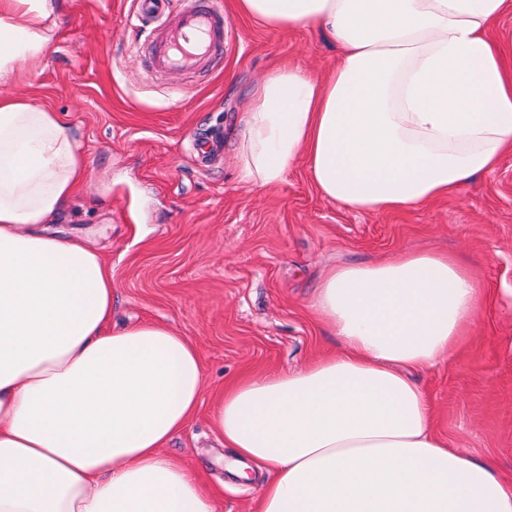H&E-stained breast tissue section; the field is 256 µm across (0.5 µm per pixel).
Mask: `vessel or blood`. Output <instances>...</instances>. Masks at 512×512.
<instances>
[{"mask_svg": "<svg viewBox=\"0 0 512 512\" xmlns=\"http://www.w3.org/2000/svg\"><path fill=\"white\" fill-rule=\"evenodd\" d=\"M143 18L156 21L151 31L150 63L169 72L203 69L224 42V20L211 0L171 12L170 0H139Z\"/></svg>", "mask_w": 512, "mask_h": 512, "instance_id": "1", "label": "vessel or blood"}]
</instances>
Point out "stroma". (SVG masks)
Masks as SVG:
<instances>
[{"label": "stroma", "instance_id": "obj_1", "mask_svg": "<svg viewBox=\"0 0 512 512\" xmlns=\"http://www.w3.org/2000/svg\"><path fill=\"white\" fill-rule=\"evenodd\" d=\"M221 2L222 60L182 74L150 65L151 25L138 22L136 0H58L54 51L6 88L65 114L87 155V186L58 228L111 265L114 321L168 325L200 354L201 406L164 455L201 474L215 512H256L266 475L228 473L214 395L244 373L291 372L339 350L309 307L322 268L431 249L468 262L483 302L465 346L412 377L449 447L491 459L512 482V154L448 196L388 215L321 196L301 159L276 188L239 183L229 143L249 89L289 58L326 76L340 49L312 28L268 30ZM214 134L225 144L201 162L196 140Z\"/></svg>", "mask_w": 512, "mask_h": 512}]
</instances>
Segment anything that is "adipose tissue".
Here are the masks:
<instances>
[{
    "instance_id": "ef3b65f1",
    "label": "adipose tissue",
    "mask_w": 512,
    "mask_h": 512,
    "mask_svg": "<svg viewBox=\"0 0 512 512\" xmlns=\"http://www.w3.org/2000/svg\"><path fill=\"white\" fill-rule=\"evenodd\" d=\"M272 30L342 49L323 79L284 61L250 92L240 183L304 158L318 193L387 214L430 203L512 153V70L490 35L512 0H237ZM57 0H0V85L38 71ZM67 120L0 95V512H215L202 477L163 453L197 414L192 341L112 323V270L51 230L85 185ZM482 301L455 256L406 250L323 269L313 315L339 351L225 385L213 419L231 471L267 474L257 512H512L490 461L449 448L411 371L448 359Z\"/></svg>"
}]
</instances>
